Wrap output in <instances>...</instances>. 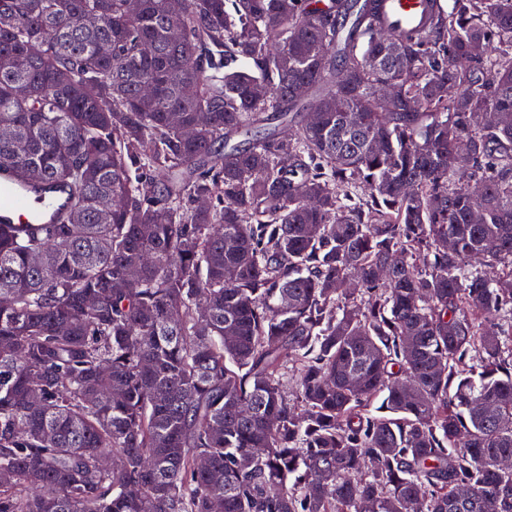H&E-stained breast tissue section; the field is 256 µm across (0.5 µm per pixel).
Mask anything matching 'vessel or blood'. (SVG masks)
I'll list each match as a JSON object with an SVG mask.
<instances>
[{"instance_id":"vessel-or-blood-1","label":"vessel or blood","mask_w":512,"mask_h":512,"mask_svg":"<svg viewBox=\"0 0 512 512\" xmlns=\"http://www.w3.org/2000/svg\"><path fill=\"white\" fill-rule=\"evenodd\" d=\"M387 28L419 27L417 0H385ZM61 187L45 182L40 185L15 184L11 173L0 172V223L40 224L56 218L62 206Z\"/></svg>"}]
</instances>
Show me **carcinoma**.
I'll list each match as a JSON object with an SVG mask.
<instances>
[{
	"mask_svg": "<svg viewBox=\"0 0 512 512\" xmlns=\"http://www.w3.org/2000/svg\"><path fill=\"white\" fill-rule=\"evenodd\" d=\"M382 6L0 0L67 190L0 224V512H512V0ZM420 0H385V26L393 31L402 28H417L420 21L417 10Z\"/></svg>",
	"mask_w": 512,
	"mask_h": 512,
	"instance_id": "1",
	"label": "carcinoma"
}]
</instances>
